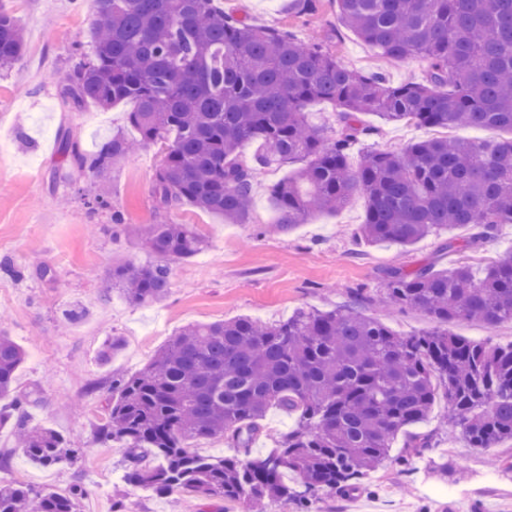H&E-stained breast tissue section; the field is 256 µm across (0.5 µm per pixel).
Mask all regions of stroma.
<instances>
[{
	"instance_id": "stroma-1",
	"label": "stroma",
	"mask_w": 512,
	"mask_h": 512,
	"mask_svg": "<svg viewBox=\"0 0 512 512\" xmlns=\"http://www.w3.org/2000/svg\"><path fill=\"white\" fill-rule=\"evenodd\" d=\"M293 0H222L226 12L255 24L288 30L296 39L316 36L323 49L352 68L385 74L392 83L423 80L412 62L384 58L377 48L344 28L335 0H322L313 14L297 13ZM25 33V51L12 68L0 69V333L26 351L17 372V389L31 397L27 424L61 433L74 448L73 463L44 468L16 448L10 426L0 427V486L30 485L68 493L87 488L76 512H113L123 502L131 512H240L238 504L187 497L179 493H143L128 483L125 451L95 440L108 418L112 375L142 370L181 328L239 316L274 322L302 309L322 311L349 304L354 292L365 295L361 312L401 335L432 329L424 314L376 302L388 270L424 264L447 267L440 246L448 238L465 239L472 230L458 227L404 248L396 244L362 245L352 234L363 222L366 201L356 195L334 213H317L287 234L267 232L277 212L270 185L290 167L263 169L254 184V204L243 224H229L185 205L167 211L152 194L165 148L145 144L119 160L105 184L110 208L87 203L90 181L76 178L63 161L56 138L59 127L72 130L81 149L94 153L113 135L135 137L127 121L133 105L103 109L86 103L66 106L54 81L57 72L81 59L79 45L89 42L95 19L93 0H0ZM371 132L349 149V162L376 149L401 150L433 137L430 129L364 115ZM130 224L175 221L193 225L208 249L170 261V288L162 300L135 306L117 291L104 294L101 282L112 266L153 262L138 241L117 233L113 212ZM82 317L71 319V309ZM120 339L111 361L100 358L104 346ZM432 434L433 450L404 467L398 435L386 461L366 480L364 491L350 496L318 492L309 512H512V441L492 453L469 447L437 416L415 425ZM447 463V476L438 466Z\"/></svg>"
}]
</instances>
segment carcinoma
Wrapping results in <instances>:
<instances>
[{"instance_id":"1","label":"carcinoma","mask_w":512,"mask_h":512,"mask_svg":"<svg viewBox=\"0 0 512 512\" xmlns=\"http://www.w3.org/2000/svg\"><path fill=\"white\" fill-rule=\"evenodd\" d=\"M341 23L380 53L419 60L425 78L399 85L382 73L349 67L319 43L261 27L224 11L219 0H94L90 59L58 83L73 109L134 103L128 122L139 138L113 136L85 154L66 128L60 154L73 171L97 182L90 202L108 204L99 182L112 165L148 142L166 144L152 192L172 210L188 204L228 223H245L257 174L303 164L271 189L283 234L315 213H334L356 194L367 207L353 235L367 245H412L441 227H478L488 237L512 224V137L448 136L375 150L350 167L352 140L369 134L361 116L427 129L512 131V0H336ZM25 47L23 29L0 11V68ZM336 107L341 126L330 136L311 124L307 105ZM259 144L246 162L240 149ZM126 234L144 241L159 262L118 266L108 287L145 305L169 291L167 261L201 253L205 241L189 224L167 222ZM384 302L427 315L436 327L400 336L352 307L301 310L273 324L250 317L181 329L131 376L112 378L108 422L96 441L121 444L131 457L125 479L157 494L175 490L256 509L307 501L283 480L296 473L308 490L353 492L390 457L399 433L426 419L437 401L470 447L487 451L512 440V343L490 344L448 332L476 320L493 329L512 323V252L481 273L458 262L436 269H397ZM23 347L0 335V400L13 413L0 425L22 430L21 448L53 467L74 459L66 439L26 428L15 396ZM296 414L293 428L264 456L251 455L267 410ZM225 438L234 458L206 457L190 447ZM434 447L410 434L398 457L408 466ZM24 485L0 487V512H74V497Z\"/></svg>"}]
</instances>
